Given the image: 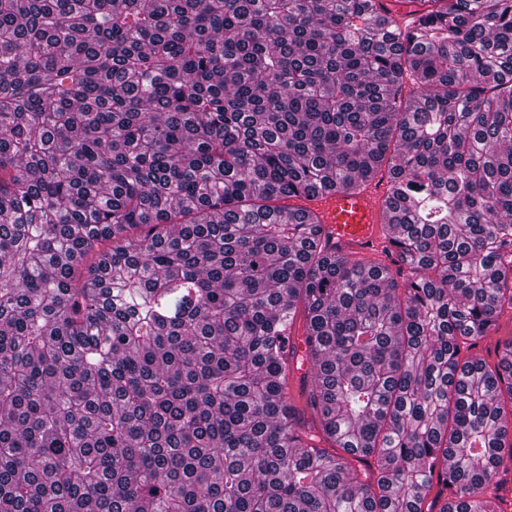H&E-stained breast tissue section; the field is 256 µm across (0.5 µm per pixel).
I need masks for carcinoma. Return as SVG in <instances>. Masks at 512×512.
I'll return each mask as SVG.
<instances>
[{"instance_id":"carcinoma-1","label":"carcinoma","mask_w":512,"mask_h":512,"mask_svg":"<svg viewBox=\"0 0 512 512\" xmlns=\"http://www.w3.org/2000/svg\"><path fill=\"white\" fill-rule=\"evenodd\" d=\"M419 3L0 0V512H512V0ZM385 166L402 285L283 205ZM376 1L377 9L379 11V15L381 17L382 23L386 25H390L394 22H404L407 19V16H413L411 12L420 9L417 4H414L410 7H406L402 11L400 7L394 0H374ZM384 5L386 10L379 7V5ZM512 336V312L506 311L500 318V329L495 335L487 337L479 341L477 346L471 350L465 351L464 354H474L481 359H485L491 364L495 363L498 359L500 351L497 350L499 341L510 338Z\"/></svg>"}]
</instances>
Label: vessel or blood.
Here are the masks:
<instances>
[{
  "mask_svg": "<svg viewBox=\"0 0 512 512\" xmlns=\"http://www.w3.org/2000/svg\"><path fill=\"white\" fill-rule=\"evenodd\" d=\"M294 206L316 218L320 242L327 252L377 266L391 251L383 231L389 219L386 185L373 182L350 193L304 195Z\"/></svg>",
  "mask_w": 512,
  "mask_h": 512,
  "instance_id": "vessel-or-blood-1",
  "label": "vessel or blood"
}]
</instances>
